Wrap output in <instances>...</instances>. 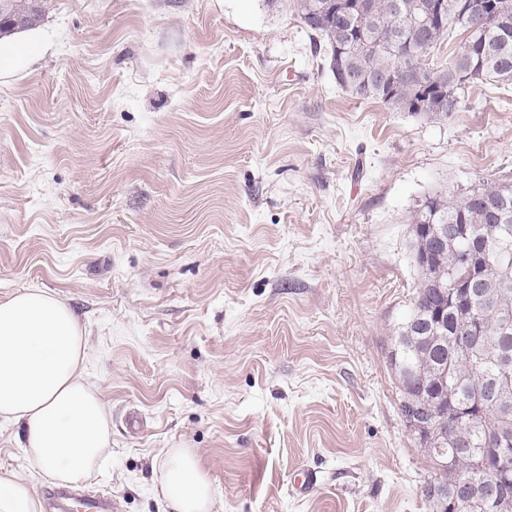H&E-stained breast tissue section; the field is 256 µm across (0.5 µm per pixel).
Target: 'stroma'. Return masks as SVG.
Segmentation results:
<instances>
[{"mask_svg":"<svg viewBox=\"0 0 512 512\" xmlns=\"http://www.w3.org/2000/svg\"><path fill=\"white\" fill-rule=\"evenodd\" d=\"M39 9L44 51L0 76V299L48 290L89 331L112 443L85 489L172 512L189 448L212 512H432L387 362L409 217L512 182V87L445 119L353 98L283 0ZM12 476L52 486L0 422ZM158 480L174 512H211L213 488L191 449H170L160 467Z\"/></svg>","mask_w":512,"mask_h":512,"instance_id":"1","label":"stroma"}]
</instances>
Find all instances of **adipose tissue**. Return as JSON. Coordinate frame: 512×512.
I'll return each mask as SVG.
<instances>
[{
  "label": "adipose tissue",
  "mask_w": 512,
  "mask_h": 512,
  "mask_svg": "<svg viewBox=\"0 0 512 512\" xmlns=\"http://www.w3.org/2000/svg\"><path fill=\"white\" fill-rule=\"evenodd\" d=\"M88 336L55 293L0 299V420L20 426L29 462L67 485L86 480L111 442L106 404L85 373ZM158 480L172 512H211L213 488L191 449H170ZM0 512L42 504L27 479H0Z\"/></svg>",
  "instance_id": "ef3b65f1"
}]
</instances>
